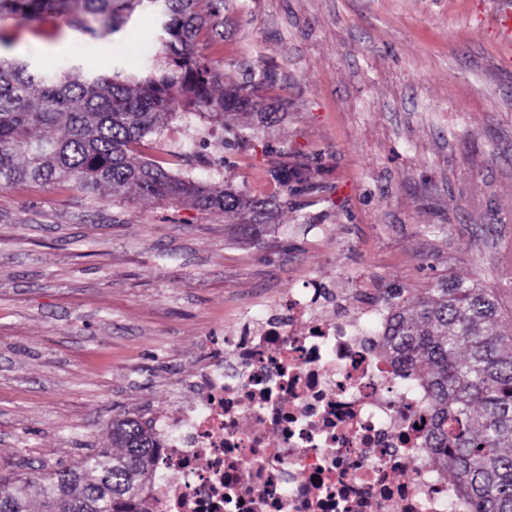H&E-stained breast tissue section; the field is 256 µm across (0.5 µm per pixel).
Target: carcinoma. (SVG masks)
<instances>
[{
    "mask_svg": "<svg viewBox=\"0 0 512 512\" xmlns=\"http://www.w3.org/2000/svg\"><path fill=\"white\" fill-rule=\"evenodd\" d=\"M140 7L150 9L159 29L143 76L76 75L72 65L50 71L0 57V187L71 183L91 196L108 188L114 201L133 190L144 201L238 217L245 227L265 223L290 196L304 208L333 202L331 187L291 171L286 162L270 169L283 198L259 199L203 179H174L141 156L140 147L180 115L176 100L186 93L196 114L225 129L257 118L246 126L248 135L238 132L222 143L224 169L234 167L235 151L255 141L268 156H288V149L262 141L277 113L263 111L255 87L272 80V73L260 69L216 94L224 64L197 54L199 30L224 37V0H0V16L28 22L65 17L94 37L101 28L121 31ZM381 300L392 308L383 345L429 389L434 461L460 483L473 512H512V337L497 329V297L444 276L424 297L386 291ZM157 452L148 423L114 418L101 448L74 465L0 487V512H136Z\"/></svg>",
    "mask_w": 512,
    "mask_h": 512,
    "instance_id": "carcinoma-1",
    "label": "carcinoma"
}]
</instances>
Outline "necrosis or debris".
<instances>
[{
  "label": "necrosis or debris",
  "mask_w": 512,
  "mask_h": 512,
  "mask_svg": "<svg viewBox=\"0 0 512 512\" xmlns=\"http://www.w3.org/2000/svg\"><path fill=\"white\" fill-rule=\"evenodd\" d=\"M215 141L178 125L149 148L184 178L178 154ZM388 319L315 277L245 307L155 414L139 512H472L428 448L425 386L380 345Z\"/></svg>",
  "instance_id": "obj_1"
}]
</instances>
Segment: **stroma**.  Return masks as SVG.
Returning <instances> with one entry per match:
<instances>
[{"instance_id": "obj_1", "label": "stroma", "mask_w": 512, "mask_h": 512, "mask_svg": "<svg viewBox=\"0 0 512 512\" xmlns=\"http://www.w3.org/2000/svg\"><path fill=\"white\" fill-rule=\"evenodd\" d=\"M494 0H228L227 76L264 62L262 91L333 205L274 214L259 242L235 220L70 184L0 188V479L94 451L114 415L149 419L243 305L317 276L355 304L435 277L492 289L512 333V37ZM156 25L118 33L0 16V54L44 68L138 72Z\"/></svg>"}]
</instances>
